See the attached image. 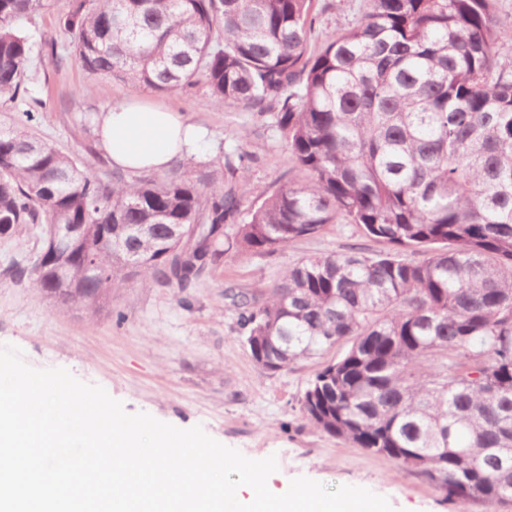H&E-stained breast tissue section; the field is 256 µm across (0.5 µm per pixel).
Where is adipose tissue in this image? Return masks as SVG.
Masks as SVG:
<instances>
[{
    "label": "adipose tissue",
    "mask_w": 512,
    "mask_h": 512,
    "mask_svg": "<svg viewBox=\"0 0 512 512\" xmlns=\"http://www.w3.org/2000/svg\"><path fill=\"white\" fill-rule=\"evenodd\" d=\"M97 129L113 167L134 175L170 168L193 153L201 137L184 114L138 99L101 112Z\"/></svg>",
    "instance_id": "obj_1"
}]
</instances>
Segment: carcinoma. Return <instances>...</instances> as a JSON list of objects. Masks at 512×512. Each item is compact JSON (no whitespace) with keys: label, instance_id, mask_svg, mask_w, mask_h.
<instances>
[{"label":"carcinoma","instance_id":"cac0c4a2","mask_svg":"<svg viewBox=\"0 0 512 512\" xmlns=\"http://www.w3.org/2000/svg\"><path fill=\"white\" fill-rule=\"evenodd\" d=\"M497 2L366 0L313 49L330 0H71L48 56L267 113L308 179L245 210V152L99 176L94 140L72 157L0 126V238L41 237L8 271L54 309L94 317L135 277L184 289L232 249L272 254L354 224L388 249L303 259L235 303L252 359L278 372L345 347L304 393L309 424L417 471L456 512L512 502V29ZM45 7L0 0V101L44 105L19 21ZM63 224L81 238L59 280L40 259Z\"/></svg>","mask_w":512,"mask_h":512}]
</instances>
